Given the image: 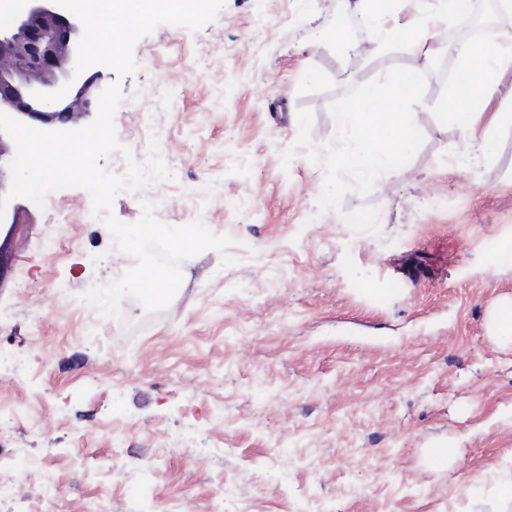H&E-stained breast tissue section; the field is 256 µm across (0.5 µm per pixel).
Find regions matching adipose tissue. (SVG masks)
<instances>
[{
  "label": "adipose tissue",
  "mask_w": 512,
  "mask_h": 512,
  "mask_svg": "<svg viewBox=\"0 0 512 512\" xmlns=\"http://www.w3.org/2000/svg\"><path fill=\"white\" fill-rule=\"evenodd\" d=\"M206 6V0H110L108 9L92 16L90 22L92 27L107 30L108 35L101 46L107 56L115 59L121 51L118 35L131 21H144L160 11L180 14L189 10L201 15L205 13ZM457 60L456 76L450 86L449 101L443 115L465 131L490 101H498V111L484 129L475 150L477 157L487 159L496 152L499 124L512 123V92L500 96L496 80L505 61L512 60V46L495 39L478 55L471 45L466 44L458 49Z\"/></svg>",
  "instance_id": "ef3b65f1"
}]
</instances>
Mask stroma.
I'll list each match as a JSON object with an SVG mask.
<instances>
[{"instance_id":"1","label":"stroma","mask_w":512,"mask_h":512,"mask_svg":"<svg viewBox=\"0 0 512 512\" xmlns=\"http://www.w3.org/2000/svg\"><path fill=\"white\" fill-rule=\"evenodd\" d=\"M354 2L209 0L203 23L159 12L95 76L94 92L121 87L130 150L103 166L124 175L154 147L170 172L122 190L115 217L136 222L148 200L167 225L231 237L235 262L203 251L166 308L128 298L105 318L70 302L116 279L89 193L22 199L0 226V353L22 366L0 402L31 412L0 423L24 463L0 512H512V344L486 328L512 300V124L494 157L453 165L466 141L439 115L438 60L364 30L321 42ZM396 65L426 76L422 146L318 210L299 111L326 143L329 104ZM59 224L65 249L41 252Z\"/></svg>"}]
</instances>
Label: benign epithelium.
Instances as JSON below:
<instances>
[{
  "label": "benign epithelium",
  "instance_id": "7a95c632",
  "mask_svg": "<svg viewBox=\"0 0 512 512\" xmlns=\"http://www.w3.org/2000/svg\"><path fill=\"white\" fill-rule=\"evenodd\" d=\"M87 23L76 0H18L0 20V111L42 125L92 111L85 74L96 61L85 53ZM13 155V142L0 133V195L8 191L6 158Z\"/></svg>",
  "mask_w": 512,
  "mask_h": 512
}]
</instances>
